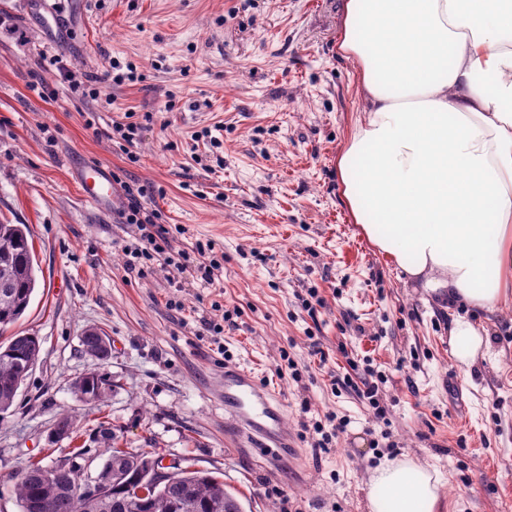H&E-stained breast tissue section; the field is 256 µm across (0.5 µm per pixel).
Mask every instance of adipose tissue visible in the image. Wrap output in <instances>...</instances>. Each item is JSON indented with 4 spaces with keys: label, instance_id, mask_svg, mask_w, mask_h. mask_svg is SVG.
Instances as JSON below:
<instances>
[{
    "label": "adipose tissue",
    "instance_id": "1",
    "mask_svg": "<svg viewBox=\"0 0 512 512\" xmlns=\"http://www.w3.org/2000/svg\"><path fill=\"white\" fill-rule=\"evenodd\" d=\"M364 110L337 159L367 239L407 279L486 312L512 301V0H345ZM456 358L489 345L455 319ZM436 471H375L369 512H435Z\"/></svg>",
    "mask_w": 512,
    "mask_h": 512
}]
</instances>
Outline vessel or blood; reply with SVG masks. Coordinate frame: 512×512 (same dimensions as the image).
<instances>
[{
	"label": "vessel or blood",
	"instance_id": "obj_1",
	"mask_svg": "<svg viewBox=\"0 0 512 512\" xmlns=\"http://www.w3.org/2000/svg\"><path fill=\"white\" fill-rule=\"evenodd\" d=\"M79 180L88 202L99 209L111 205L112 179L104 166L83 168ZM224 410L251 437L274 448L287 447L281 400L274 390L261 386L248 370L225 368Z\"/></svg>",
	"mask_w": 512,
	"mask_h": 512
}]
</instances>
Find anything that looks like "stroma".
Here are the masks:
<instances>
[{"label": "stroma", "instance_id": "obj_1", "mask_svg": "<svg viewBox=\"0 0 512 512\" xmlns=\"http://www.w3.org/2000/svg\"><path fill=\"white\" fill-rule=\"evenodd\" d=\"M342 2L0 0V223L30 229L38 284L15 329L40 342L0 415V512H21L28 462L82 448L100 470L101 423L118 447L223 473L243 512H368L375 468L405 457L438 470L437 512H512V304L469 313L492 348L462 364L456 309L406 284L354 223L336 158L364 102L337 50ZM54 54L136 78L85 96L49 71ZM36 75L55 98L31 88ZM128 112L142 118L130 147L111 129ZM90 163L143 186L173 250L213 242L214 284L137 258L122 187L108 212L82 197ZM312 289L322 302L309 310ZM92 328L111 340L107 359L82 349ZM233 366L279 394L289 450L254 446L225 414ZM90 372L113 383L103 401L73 392ZM370 376L382 418L330 385ZM63 413L77 437L53 436Z\"/></svg>", "mask_w": 512, "mask_h": 512}]
</instances>
